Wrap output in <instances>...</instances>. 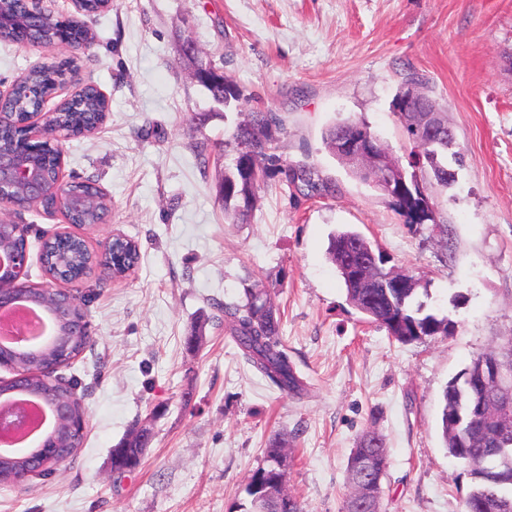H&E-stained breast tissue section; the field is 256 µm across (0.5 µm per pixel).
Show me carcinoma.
<instances>
[{"mask_svg":"<svg viewBox=\"0 0 512 512\" xmlns=\"http://www.w3.org/2000/svg\"><path fill=\"white\" fill-rule=\"evenodd\" d=\"M62 32L59 19L46 20L42 34L45 45L58 40ZM64 74V67L52 70L32 69L23 74L16 83L13 99L20 104L12 123L0 127V145L21 146L27 115L36 112L43 97L54 87ZM210 101L216 106L228 107L231 102L241 97V90L236 84L225 79L220 85L205 87ZM393 109L398 116L408 142L414 145L408 156V167H403L392 159L376 171H365L346 161L342 154L335 153L336 158L356 177L383 192L391 199L397 213L407 224H423L430 221L435 227L442 228L436 222V203L428 193L427 184L435 182L442 188H448L454 182V173L442 162L451 155L461 161L460 153H449L448 143L439 142L431 146H421L418 125L428 124L433 120L447 122L446 114L434 99L423 94L418 99L409 98L405 91L399 92L394 99ZM108 105L101 93L94 89L86 90L64 104L58 111V126L79 132L96 121L106 117ZM281 131L279 119L273 112H251L249 118L236 126L230 137L219 143L224 156L232 157L224 165V172L219 182V198L224 205V216L234 224L249 223L260 184L267 177L270 167H278L281 182L287 186L307 187L311 192L328 194L332 187L314 179V172L306 166L291 162H281L275 153L276 141ZM345 136L357 147L365 145L366 139L374 137L369 125L363 120L345 119L330 126L324 138L331 149H336L340 136ZM37 161L47 181L57 178L59 167V149L56 140H47L40 145L36 153ZM107 204L101 198L94 208L83 211L66 210L65 218L71 224L91 225L97 223L99 213ZM49 262L48 270L77 274L91 260V252L84 242L77 238L64 240L53 239L44 243ZM118 252L107 257L115 270L122 273L138 263L139 253L125 244H119ZM365 255L376 254L379 268L372 275L370 285L362 288L354 282L345 270L346 259L351 253ZM329 259L343 279L349 302L364 314L368 322L384 329L387 335L400 343H410L424 337L448 336V327L453 321L434 313L424 311V305L416 303L415 288H382L391 271L385 269L386 257L380 248L363 234L355 230H340L334 233L329 242ZM224 327L231 336L242 356L254 368L263 374L279 391L297 395L304 389L303 379L288 354L287 346L280 338V322L270 298L264 292L248 289L242 302L224 304ZM91 346V337L69 338L68 347L64 349L63 360H58L59 352L54 349L45 355V360L56 365H66L81 355ZM485 353L473 357L470 364L453 376L443 392L441 413V431L448 454L458 460L469 458L483 464L472 470L475 485L463 499L460 512H486L484 505L498 502L504 505L499 512H512V478H498V474L512 473V464L505 463L499 453L503 435L498 433L493 424L476 418L471 423L474 441L469 448H460L455 437L449 432L456 422L454 414L458 404L456 382L462 374L469 373L477 394L492 398L500 397V390L493 386L485 387L480 380V364ZM28 393L45 396L59 389L69 392L74 390L70 384L61 381L36 377L26 383ZM143 435L131 434L112 449V473L119 481L133 472L129 465L140 466L142 462ZM282 439L275 438L264 450V460L250 476L246 486L248 506L245 512H304L301 502L290 495L285 499H272L265 496L268 485L277 482L281 474L270 467L269 461L279 455ZM373 454L376 469L385 474L389 467V457L384 439L375 431L364 432L347 462L348 481L360 473L359 462L363 454Z\"/></svg>","mask_w":512,"mask_h":512,"instance_id":"carcinoma-1","label":"carcinoma"}]
</instances>
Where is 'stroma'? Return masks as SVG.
<instances>
[{"mask_svg": "<svg viewBox=\"0 0 512 512\" xmlns=\"http://www.w3.org/2000/svg\"><path fill=\"white\" fill-rule=\"evenodd\" d=\"M93 28L79 78L111 111L94 134L62 139L63 173L107 192L109 216L79 226L0 206V221L28 227V284L48 281L38 242L53 232L93 251L122 233L141 262L125 279L98 267L79 284L95 344L56 375L77 384L83 443L50 475L0 489V512H242L277 436L305 512H342L348 457L369 427L389 453L383 512H459L474 478L444 446L443 389L512 336V0H112ZM186 36L242 90L225 112L204 116L203 89L182 64ZM67 55L0 40V90ZM412 72L463 155L454 183L430 190L444 237L405 223L323 140L335 119L362 120L406 158L393 99ZM259 109L283 124L278 155L333 191L275 174L250 223L234 224L216 193L224 165L197 148ZM345 227L419 278V301L454 321L453 334L403 344L366 322L327 255ZM248 288L273 301L301 397L251 367L224 327V303ZM138 422L152 428L146 454L114 482L112 450Z\"/></svg>", "mask_w": 512, "mask_h": 512, "instance_id": "obj_1", "label": "stroma"}]
</instances>
